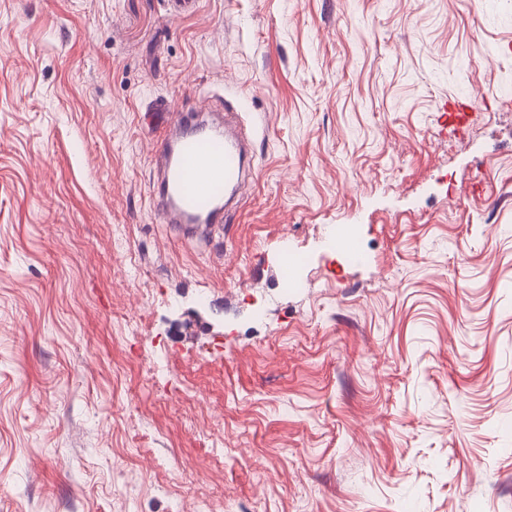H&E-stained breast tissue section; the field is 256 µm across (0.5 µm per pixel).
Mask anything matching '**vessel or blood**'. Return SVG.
<instances>
[{"instance_id":"vessel-or-blood-1","label":"vessel or blood","mask_w":512,"mask_h":512,"mask_svg":"<svg viewBox=\"0 0 512 512\" xmlns=\"http://www.w3.org/2000/svg\"><path fill=\"white\" fill-rule=\"evenodd\" d=\"M246 144L240 131H226L201 118L197 107L170 112L165 133L153 141L154 208L165 223L208 228L226 222V196L246 184Z\"/></svg>"}]
</instances>
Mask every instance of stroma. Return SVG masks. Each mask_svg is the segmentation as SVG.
Instances as JSON below:
<instances>
[{"instance_id":"obj_1","label":"stroma","mask_w":512,"mask_h":512,"mask_svg":"<svg viewBox=\"0 0 512 512\" xmlns=\"http://www.w3.org/2000/svg\"><path fill=\"white\" fill-rule=\"evenodd\" d=\"M243 97L183 235L154 105ZM0 512H512V0H0Z\"/></svg>"}]
</instances>
